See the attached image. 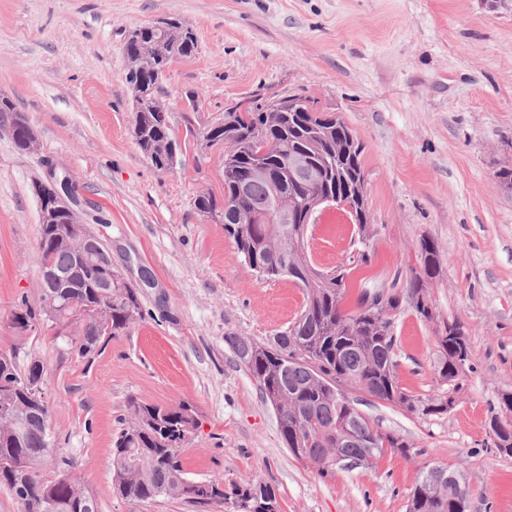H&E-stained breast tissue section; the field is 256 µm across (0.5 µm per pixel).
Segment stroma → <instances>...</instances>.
Instances as JSON below:
<instances>
[{"label":"stroma","mask_w":512,"mask_h":512,"mask_svg":"<svg viewBox=\"0 0 512 512\" xmlns=\"http://www.w3.org/2000/svg\"><path fill=\"white\" fill-rule=\"evenodd\" d=\"M176 17L197 54L171 66L160 92L185 163L156 170L133 137L125 82L131 30ZM195 93L198 111L185 110ZM301 94L341 117L362 145L369 221L361 247L336 209L310 224L309 258L349 271L345 308L362 286L408 290L418 243L433 239L442 268L426 292L432 320L403 302L394 320L400 387L452 398L422 416L370 396L358 410L399 435L410 455L385 452L373 467L338 464L321 476L282 442L277 416L225 343L286 330L304 304L288 279L265 282L245 264L220 215L197 195H224V150L190 128L220 122L232 104ZM0 95L34 129L39 149L19 151L0 132V347L38 357L52 441L98 512H233L186 496L132 504L112 492V442L128 403H190L199 428L184 447L186 477L271 484L280 512H407L422 465L460 470L470 512H512V456L487 429L512 393V9L488 0H0ZM69 174L81 200L103 210L113 268L142 288L144 315L91 359L44 320L20 332V298L41 305L40 219L34 182L44 160ZM370 260L361 263V250ZM468 330L458 380L436 374L444 323ZM58 456L48 457L54 477Z\"/></svg>","instance_id":"obj_1"}]
</instances>
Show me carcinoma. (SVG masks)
<instances>
[{
	"instance_id": "cac0c4a2",
	"label": "carcinoma",
	"mask_w": 512,
	"mask_h": 512,
	"mask_svg": "<svg viewBox=\"0 0 512 512\" xmlns=\"http://www.w3.org/2000/svg\"><path fill=\"white\" fill-rule=\"evenodd\" d=\"M198 49L191 28L177 18L161 30L151 23L135 29L124 53L126 81L133 94V134L141 152L159 171H168L173 152L182 151L172 127L159 115L168 112L155 92L167 69L178 59L193 56ZM299 112H271L252 100L224 112V121L203 132L209 145H224V228L237 251L260 276L288 278L304 289L305 304L286 330L264 342L247 336L228 335L224 341L235 358L259 383L263 400L277 414L280 437L298 459L316 464L326 475L333 459L344 456L371 467L386 451L408 455L410 445L400 437L374 427L354 406L348 390L354 389L380 401L423 416L448 412V402L437 397L414 398L399 386L396 374L393 318L401 307L398 293L366 302L371 290L359 294L355 308H343L348 293L347 269H317L309 260L307 224H267L274 205L262 169L281 174L282 202L296 216L321 211L318 198L339 191L356 204L351 220L362 240L374 233L366 207L362 149L352 129L339 117L322 112L307 97L300 96ZM304 160L308 176L294 181L288 164ZM81 231L65 220L40 225L42 262L58 273L57 281L39 284L41 309L50 308L57 336L66 337L82 358L99 353L108 339L123 334L143 317L141 291L132 282L121 281L94 261L81 259ZM421 271L412 282L415 312L433 317L432 304L424 295L426 281L441 271L438 249L429 238L419 241ZM112 278V296L101 285ZM80 308L92 324L81 326L73 338V308ZM36 314L27 301L18 304L13 325L25 329ZM437 374L453 381L469 361L467 329L459 322L446 323L437 336ZM44 366L36 357L25 365L11 348L0 350V486L8 488L23 512H54L52 503L66 505V512H84L94 498L69 473L71 462L59 457L52 478L41 474L51 447L50 426L44 420L49 406L33 394L32 386L43 384ZM489 434L496 447L512 448V421L493 414ZM198 428L192 406L130 401L128 419L116 436L113 452V492L133 504L180 494L192 502H229L235 512H278L271 485L249 480L224 486L219 479L190 481L183 466L182 445ZM470 488L459 470L423 469L415 484L409 512H468Z\"/></svg>"
}]
</instances>
